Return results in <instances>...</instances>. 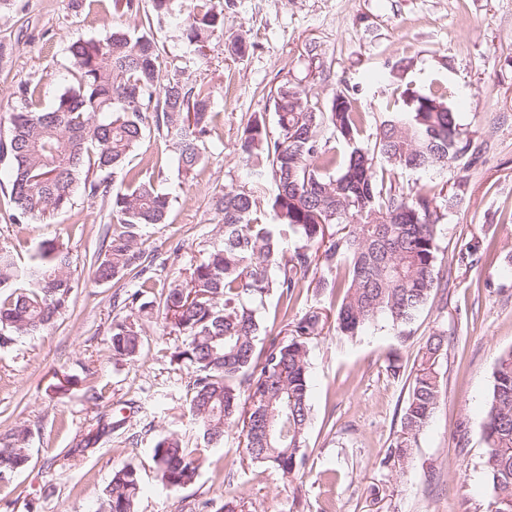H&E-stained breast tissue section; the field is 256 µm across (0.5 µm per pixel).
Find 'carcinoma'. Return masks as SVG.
I'll list each match as a JSON object with an SVG mask.
<instances>
[{"label": "carcinoma", "instance_id": "cac0c4a2", "mask_svg": "<svg viewBox=\"0 0 512 512\" xmlns=\"http://www.w3.org/2000/svg\"><path fill=\"white\" fill-rule=\"evenodd\" d=\"M183 35L194 59H206L209 39L224 35V13L215 0H193ZM73 84L45 105L38 86L21 89L20 106L0 136V164L14 204L8 220L28 224L71 207L74 186L109 205L106 250L90 263L91 279L108 283L126 275L138 287L122 304L130 314L112 321L110 345L116 359L133 360L144 346V319L158 315L176 335L171 360L186 369V402L204 442L187 448L181 435L158 439L151 460L162 486L177 493L191 484L205 449L234 431L254 462L288 476L306 466L304 451L311 417L309 343L322 316L311 305L287 320L315 278L316 291L343 289L336 331L356 336L377 316L404 334L440 287L436 243V197L407 193L393 181L398 171L444 167L469 149L462 143L456 113L437 93L413 94L406 110L388 112L374 147L361 144L366 115L343 98L315 112L303 91L281 85L274 96L277 137L266 119L253 115L243 127L238 150L251 172L249 184L213 200L214 242L179 279L154 296L146 276L143 230L164 224L171 204L149 170L129 165L153 120L164 142L180 147L178 171L188 176L205 162L218 113L213 91L203 82L174 74L162 78L153 38L116 30L103 40L70 45ZM328 125L346 145L321 136ZM386 167L376 168L375 159ZM336 175H328L330 169ZM272 197L275 223L259 220L262 197ZM302 244L289 248L286 233ZM74 270L69 249L52 239L39 242L30 262L16 264L0 244V348L33 336L73 303ZM277 296L283 319L269 345L256 349L262 310ZM448 346L444 335L429 336L418 354L400 431L383 463L404 462L428 426L442 396L437 364ZM274 415L272 435L260 421ZM483 470L492 488L488 512H512V349L494 366V383L482 425ZM31 431L18 428L0 438V484L8 485L27 464ZM141 491L139 466L116 470L100 512H134Z\"/></svg>", "mask_w": 512, "mask_h": 512}]
</instances>
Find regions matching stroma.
<instances>
[{
    "instance_id": "stroma-1",
    "label": "stroma",
    "mask_w": 512,
    "mask_h": 512,
    "mask_svg": "<svg viewBox=\"0 0 512 512\" xmlns=\"http://www.w3.org/2000/svg\"><path fill=\"white\" fill-rule=\"evenodd\" d=\"M140 10L118 14L112 0H0V122L8 123L19 90L39 86L51 102L72 83L69 46L102 40L113 29L153 37L163 74L184 70L213 90L218 130L208 162L190 177L147 125L132 164L158 160L154 178L171 197L165 224L148 229L141 248L147 272L160 284L201 259L213 242V197L248 183L237 141L250 115L277 132L273 95L289 84L316 111H329L344 92L365 112L373 146L383 112L403 105L406 92L448 88L468 153L437 172L406 171L405 190L452 197L438 210L437 243L444 287L435 291L399 340L385 317L362 335L338 334V297L309 293L328 319L309 346L311 421L305 471L286 477L248 463L236 438L210 449L194 482L170 493L150 461L155 440L170 432L196 444L186 412L182 366L164 350L175 337L156 321L144 324L145 348L136 361L112 357L113 320L126 308L115 299L131 277L92 282L89 266L103 247L107 205L76 188L67 211L41 222L6 223L11 209L0 193V241L29 259L34 244L63 241L73 256L74 293L68 312L49 329L0 350V434L31 431L30 460L10 485L0 486V512H98L113 471L141 468L136 512H190L200 500L226 494L252 502L256 512H488L482 471L481 425L500 352L512 348V0H222L224 35L211 39L203 64L185 68L192 48L177 21L147 22ZM250 45L234 55L236 37ZM488 244L482 261L459 266L469 246ZM448 338L439 373L442 397L408 462L384 457L400 426L417 352L433 332ZM400 357L399 377L387 371ZM73 379L58 389L60 376ZM101 400H91L92 392ZM95 445H87L90 436Z\"/></svg>"
}]
</instances>
